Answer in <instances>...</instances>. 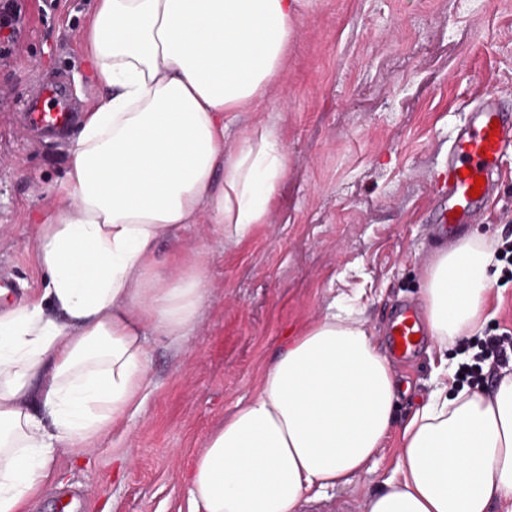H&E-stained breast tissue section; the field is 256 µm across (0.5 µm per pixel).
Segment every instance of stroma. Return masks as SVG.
<instances>
[{"instance_id":"35a3bbf8","label":"stroma","mask_w":512,"mask_h":512,"mask_svg":"<svg viewBox=\"0 0 512 512\" xmlns=\"http://www.w3.org/2000/svg\"><path fill=\"white\" fill-rule=\"evenodd\" d=\"M22 8L11 53L0 58V89L16 95L41 77L64 71L72 96L95 104L82 32L95 0H18ZM286 67L268 102L237 113L239 132L273 122L288 152V170L267 223L237 244L191 228L185 251H202L210 279L202 325L190 350L176 353L149 337L151 389L130 439L104 438L93 454L59 450L65 484L47 486L29 512H183L184 480L209 433L255 390L263 365L288 332L323 314L335 296H358L364 317L385 338L399 308L421 309L423 274L452 236L435 223L434 198L448 146L468 118L462 105L495 93L512 95V0H303L293 23ZM14 106L0 99V272L36 297L42 277L34 251L36 221L65 176L69 150L28 138ZM458 236L512 240V165L481 223ZM438 353L421 344L393 360L409 392L433 389ZM134 462L118 471L117 449ZM400 455L390 437L371 472L321 495L328 512H362Z\"/></svg>"}]
</instances>
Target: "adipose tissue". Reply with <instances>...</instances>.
Returning <instances> with one entry per match:
<instances>
[{"label":"adipose tissue","mask_w":512,"mask_h":512,"mask_svg":"<svg viewBox=\"0 0 512 512\" xmlns=\"http://www.w3.org/2000/svg\"><path fill=\"white\" fill-rule=\"evenodd\" d=\"M300 4L96 0L84 39L102 97L39 223L43 288L0 309V512H26L60 483L59 449L128 433L148 397V337L190 348L209 284L182 232L237 243L266 223L287 150L262 121L230 146V119L267 102ZM495 265L492 245L466 236L426 268L439 351L483 329ZM357 303L340 295L292 331L197 453L188 512H297L370 471L394 433L397 475L363 512H512V373L487 390L439 383L395 425L400 387Z\"/></svg>","instance_id":"ef3b65f1"}]
</instances>
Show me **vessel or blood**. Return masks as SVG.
I'll use <instances>...</instances> for the list:
<instances>
[{
    "label": "vessel or blood",
    "mask_w": 512,
    "mask_h": 512,
    "mask_svg": "<svg viewBox=\"0 0 512 512\" xmlns=\"http://www.w3.org/2000/svg\"><path fill=\"white\" fill-rule=\"evenodd\" d=\"M467 123L461 127L451 146L444 182L448 198L436 214L439 223L457 228L470 223L485 207L493 185L491 180L512 151V105L492 95L481 99L469 110ZM19 116L26 128L64 132L76 119L75 108L68 96L64 75H56L42 83L34 93L19 100ZM486 183L479 197H472L475 177ZM420 321L412 308H401L393 317L388 333V347H402L404 355L417 348L415 335L421 334Z\"/></svg>",
    "instance_id": "obj_1"
}]
</instances>
